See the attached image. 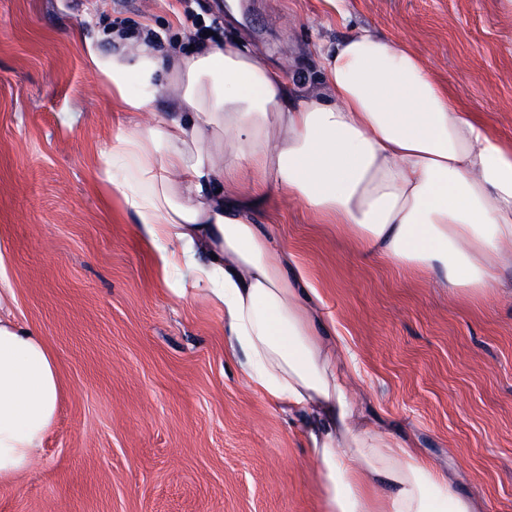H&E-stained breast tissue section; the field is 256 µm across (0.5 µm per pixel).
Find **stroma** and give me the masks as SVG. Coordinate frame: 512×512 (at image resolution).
Wrapping results in <instances>:
<instances>
[{"mask_svg":"<svg viewBox=\"0 0 512 512\" xmlns=\"http://www.w3.org/2000/svg\"><path fill=\"white\" fill-rule=\"evenodd\" d=\"M0 0V289L57 358L63 395L41 461L0 512H322L301 427L224 352V313L174 293L97 165L125 120L78 37L211 31L319 83L317 45L370 28L418 50L512 141L503 0ZM320 296L363 380L362 410L448 472L479 512H512V301L436 287L359 250L345 225L266 187L250 210Z\"/></svg>","mask_w":512,"mask_h":512,"instance_id":"1","label":"stroma"}]
</instances>
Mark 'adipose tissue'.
Masks as SVG:
<instances>
[{"mask_svg":"<svg viewBox=\"0 0 512 512\" xmlns=\"http://www.w3.org/2000/svg\"><path fill=\"white\" fill-rule=\"evenodd\" d=\"M117 42L109 52L80 42L139 119L101 151L103 180L138 216L162 272L192 266L177 296L223 310L227 355L300 417L323 512H477L446 473L363 416L348 385L353 354L320 335L316 289L303 270L286 272L288 253L252 223L240 190L260 176L394 266L512 298L500 277L512 270V143L460 108L417 50L369 29L319 50L322 79L307 90L237 42L166 58L147 34ZM61 389L43 336L0 317V484L39 460Z\"/></svg>","mask_w":512,"mask_h":512,"instance_id":"obj_1","label":"adipose tissue"}]
</instances>
